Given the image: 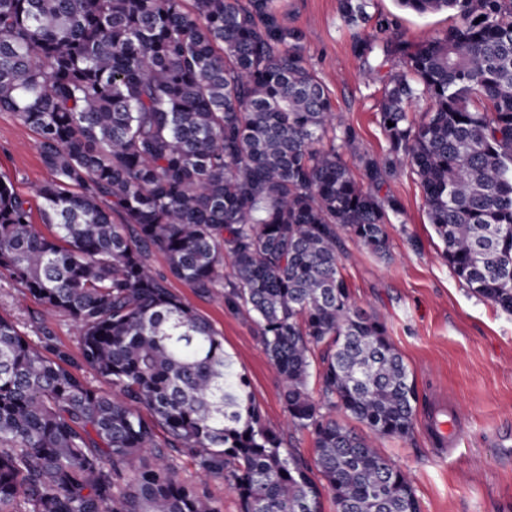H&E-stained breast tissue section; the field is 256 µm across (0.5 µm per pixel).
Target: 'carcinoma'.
<instances>
[{
  "label": "carcinoma",
  "instance_id": "obj_1",
  "mask_svg": "<svg viewBox=\"0 0 512 512\" xmlns=\"http://www.w3.org/2000/svg\"><path fill=\"white\" fill-rule=\"evenodd\" d=\"M185 2L0 0V112L39 136L55 227L37 231L1 175L0 269L80 327L76 362L0 315V512H219L177 454L224 478L240 512H322L325 489L336 512H421L409 473L346 423L405 439L418 394L385 322L352 301L342 235L389 254L403 205L380 191L408 165L453 274L512 313V0H396L458 22L413 49L386 27L358 41L371 74L406 58L380 77L378 154L360 151L275 0ZM370 7L338 0L351 28ZM171 278L252 318L314 466L262 422Z\"/></svg>",
  "mask_w": 512,
  "mask_h": 512
}]
</instances>
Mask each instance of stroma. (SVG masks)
<instances>
[{
    "label": "stroma",
    "instance_id": "1",
    "mask_svg": "<svg viewBox=\"0 0 512 512\" xmlns=\"http://www.w3.org/2000/svg\"><path fill=\"white\" fill-rule=\"evenodd\" d=\"M281 24L304 35L306 58L327 86L333 107L356 131L361 151L387 149L379 123L382 84L367 78L354 44L387 20L394 39L418 46L454 25L449 13L421 16L396 0H374L370 23L357 30L342 22L337 0H276ZM38 134L12 113L0 112V174L28 201L40 222L34 188L47 177ZM404 210L386 232L390 255L381 258L346 242L342 273L356 306L377 313L414 376L418 403L409 438L374 437L379 452L409 471L422 512H512V314L474 296L450 270L443 244L429 223L418 177L403 167L385 186ZM170 288L219 332L264 422L285 448L313 462L309 432L289 426L280 377L257 326L223 299L196 295L186 284ZM41 303L0 271V314L37 337L47 334L78 355L79 328L64 312L42 316ZM181 479L214 499L219 512H239L224 481L198 480L190 457L177 458Z\"/></svg>",
    "mask_w": 512,
    "mask_h": 512
}]
</instances>
